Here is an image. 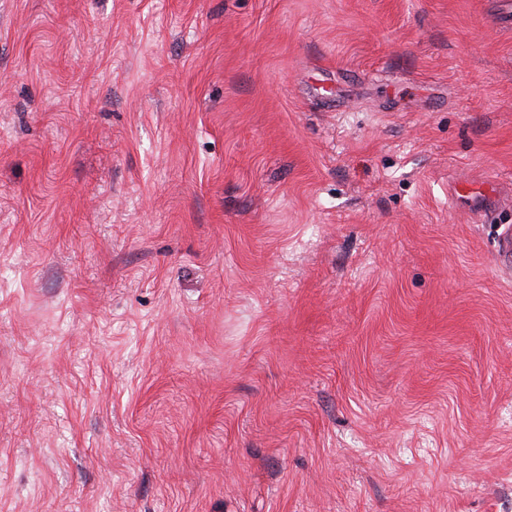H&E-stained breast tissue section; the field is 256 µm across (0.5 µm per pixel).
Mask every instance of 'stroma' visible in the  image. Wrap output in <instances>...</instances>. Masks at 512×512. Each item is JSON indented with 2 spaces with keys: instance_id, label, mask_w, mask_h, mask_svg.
<instances>
[{
  "instance_id": "obj_1",
  "label": "stroma",
  "mask_w": 512,
  "mask_h": 512,
  "mask_svg": "<svg viewBox=\"0 0 512 512\" xmlns=\"http://www.w3.org/2000/svg\"><path fill=\"white\" fill-rule=\"evenodd\" d=\"M503 10L0 0V512H512ZM486 185L468 183L459 187V190L471 196V203L477 207L475 210L478 212H486L484 207L495 203L498 198V189L495 183L488 182ZM485 202H489V204Z\"/></svg>"
}]
</instances>
